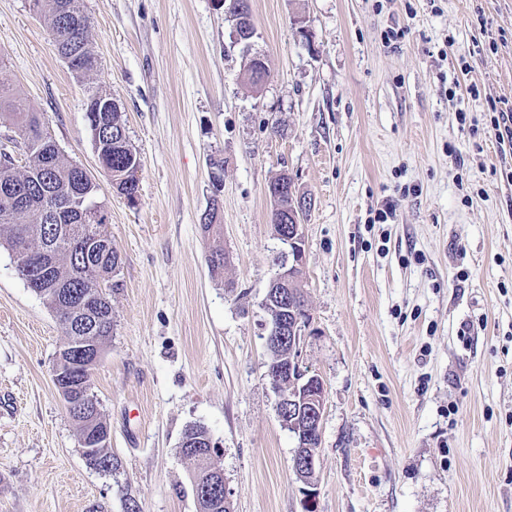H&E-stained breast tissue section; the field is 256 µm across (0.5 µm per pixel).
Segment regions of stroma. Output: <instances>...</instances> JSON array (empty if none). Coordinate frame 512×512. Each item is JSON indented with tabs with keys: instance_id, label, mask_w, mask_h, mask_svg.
Listing matches in <instances>:
<instances>
[{
	"instance_id": "1",
	"label": "stroma",
	"mask_w": 512,
	"mask_h": 512,
	"mask_svg": "<svg viewBox=\"0 0 512 512\" xmlns=\"http://www.w3.org/2000/svg\"><path fill=\"white\" fill-rule=\"evenodd\" d=\"M83 3L99 65L79 79L29 0H0V83L100 185L120 265L91 392L120 468L84 457L53 382L64 326L0 245V512H125L130 496L198 512L180 453L192 425L221 447L232 512H306L263 329L279 249L267 185L283 171L312 199L316 512H512V182L494 139L460 121L512 105V0H250L247 51L219 0ZM251 51L268 66L256 88ZM89 86L141 159L136 204L99 166Z\"/></svg>"
}]
</instances>
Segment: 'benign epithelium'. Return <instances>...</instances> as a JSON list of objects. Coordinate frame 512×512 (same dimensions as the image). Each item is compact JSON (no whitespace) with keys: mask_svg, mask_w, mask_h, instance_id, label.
I'll use <instances>...</instances> for the list:
<instances>
[{"mask_svg":"<svg viewBox=\"0 0 512 512\" xmlns=\"http://www.w3.org/2000/svg\"><path fill=\"white\" fill-rule=\"evenodd\" d=\"M281 244L290 255L291 261L277 267L272 280L285 284L292 282L300 288L302 287L300 276L305 260V225H293L281 240ZM59 293L62 299L68 302L65 311L69 314V323L79 331V335L72 336L66 341L60 353L77 358L81 356L98 358L102 353L101 332L109 316L104 297L97 290L80 296L62 289ZM310 325L309 320L303 325L297 322L290 325L283 317H272L269 331L265 336V345L269 350L282 343L290 345L289 359L275 367L269 374V379L277 393V416L297 439V448L293 456L294 470L306 486L305 497L311 505L315 501L316 490L315 484L309 481L307 473L315 467L318 449L303 447L302 428L299 426L298 418L305 417L304 424L314 429L317 434H322L325 398L322 393L310 391V385L320 380V377L303 367L302 347L306 330ZM54 379L67 408H72L82 415L96 414L95 398L91 396L86 379L73 381L65 377L62 369L58 367L54 368ZM109 440L110 431L107 429L93 433L91 439L83 440L84 456L89 459L94 458L97 448L108 444Z\"/></svg>","mask_w":512,"mask_h":512,"instance_id":"benign-epithelium-1","label":"benign epithelium"}]
</instances>
